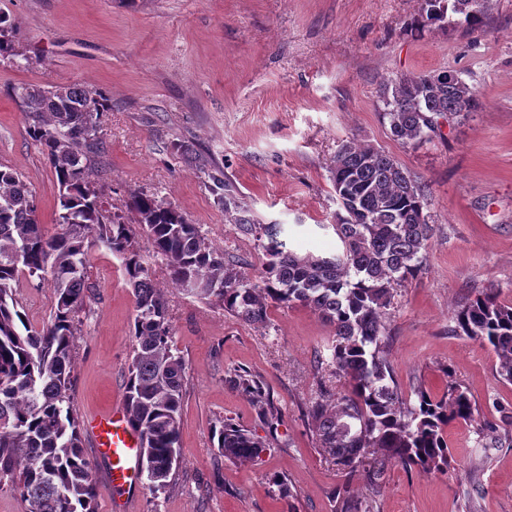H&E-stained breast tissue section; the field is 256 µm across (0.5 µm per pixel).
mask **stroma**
Listing matches in <instances>:
<instances>
[{
  "label": "stroma",
  "mask_w": 512,
  "mask_h": 512,
  "mask_svg": "<svg viewBox=\"0 0 512 512\" xmlns=\"http://www.w3.org/2000/svg\"><path fill=\"white\" fill-rule=\"evenodd\" d=\"M0 13L19 51L0 60V163L30 186L48 233L57 230L58 186L14 97L24 84L105 92L110 110L98 137L109 215L132 223L134 191L167 197L252 277L265 257L225 217L207 169H223L251 217L282 225L295 251L324 256L339 246L330 159L342 141L358 139L426 186L434 226L423 272L396 289L390 307L389 361L403 396L421 387L443 394L448 365L479 420L512 409L495 354L449 331L452 311L478 291L495 288L512 304V0H492L473 34L452 20L418 26L420 0H0ZM442 70L475 91L477 109L443 138L400 146L383 118L381 83ZM134 246L165 289L171 345L187 366L181 461L163 493L141 478L113 488L111 462L87 429L124 403L135 316L120 259L93 249L71 395L101 490L97 512H335L342 489L367 499L370 512H512V443L478 445L477 422L449 426L444 471L393 464L373 493L364 472L338 470L306 417L311 403L343 387L318 363L332 327L301 305L270 307L267 325L247 324L169 288L143 232ZM17 298L28 326L48 321L47 282L23 277ZM240 369L269 392L276 431L231 385ZM227 418L266 441L260 458L219 454L211 429ZM275 475L287 478L291 498L281 499Z\"/></svg>",
  "instance_id": "1"
}]
</instances>
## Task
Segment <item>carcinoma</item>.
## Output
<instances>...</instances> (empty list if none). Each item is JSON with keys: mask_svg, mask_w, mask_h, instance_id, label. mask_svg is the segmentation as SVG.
Masks as SVG:
<instances>
[{"mask_svg": "<svg viewBox=\"0 0 512 512\" xmlns=\"http://www.w3.org/2000/svg\"><path fill=\"white\" fill-rule=\"evenodd\" d=\"M489 2L421 0V18L432 24L452 12L463 17L468 30L479 31ZM11 28L0 15L1 58L18 56L7 37ZM14 96L28 116L29 137L53 170L59 231L45 230L22 175L0 164V487L19 492L28 512H96L94 466L83 452L70 398L78 314L94 288L87 270L93 247L103 246L123 260L135 295L125 409L140 433V458L148 463L154 495L170 485L180 462L186 363L172 351L167 301L134 248L132 225L106 216L96 131L109 97L76 84L24 85ZM380 97L393 140L408 148L441 137V125L461 122L478 106L463 80L450 85L440 72L387 79ZM330 173L345 212L333 225L341 249L332 257L291 250L281 225L255 223L224 173H208L224 213L267 257L254 279L225 263L199 225L166 198L134 191L127 208L150 240L153 256L165 262L172 286L185 294L253 325L267 323L274 304L309 307L332 325L328 365L346 388L331 403H312L307 417L338 469L351 474L375 455L365 475L375 490L391 462L426 471L448 467V425L472 421L476 406L447 368L446 392L438 396L420 389L410 402L388 360L394 290L422 272L432 238L424 187L393 156L354 138L338 145ZM22 275L50 282L51 315L39 329L28 327L19 309ZM451 322L450 332L496 354L499 378L512 384V304L487 288L458 306ZM233 384L262 405L268 424L278 420L269 394L248 371H236ZM503 425L512 426V414L499 424L483 421L480 442L509 436ZM213 437L230 461L255 460L266 448L231 419L213 429Z\"/></svg>", "mask_w": 512, "mask_h": 512, "instance_id": "cac0c4a2", "label": "carcinoma"}]
</instances>
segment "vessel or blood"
Instances as JSON below:
<instances>
[{
    "label": "vessel or blood",
    "mask_w": 512,
    "mask_h": 512,
    "mask_svg": "<svg viewBox=\"0 0 512 512\" xmlns=\"http://www.w3.org/2000/svg\"><path fill=\"white\" fill-rule=\"evenodd\" d=\"M96 447L112 459L110 481L115 486H132L139 464L141 439L125 409L114 408L90 422Z\"/></svg>",
    "instance_id": "b4317fda"
}]
</instances>
